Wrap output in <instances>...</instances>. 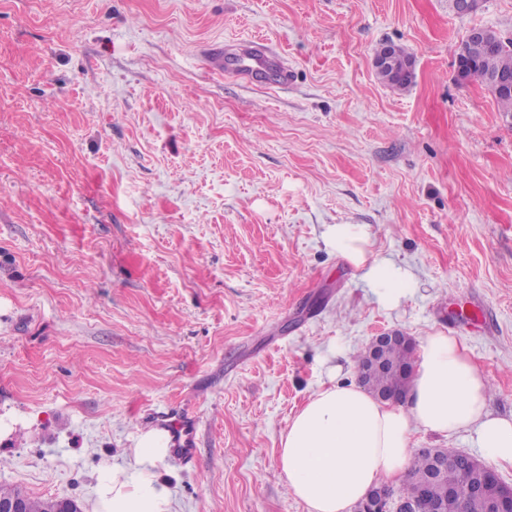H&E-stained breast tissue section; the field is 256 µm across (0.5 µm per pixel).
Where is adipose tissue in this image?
Wrapping results in <instances>:
<instances>
[{
    "label": "adipose tissue",
    "mask_w": 512,
    "mask_h": 512,
    "mask_svg": "<svg viewBox=\"0 0 512 512\" xmlns=\"http://www.w3.org/2000/svg\"><path fill=\"white\" fill-rule=\"evenodd\" d=\"M327 246L361 270L379 303L398 305L407 273L374 254L363 225L331 224ZM489 383L463 340L446 332L422 337L404 400L381 401L360 383L331 376L289 421L280 466L290 492L309 512H349L373 487L405 479L413 431L448 435L474 430L484 458L512 465V417L491 410ZM168 454L164 433H144L125 467L98 473V512H172L171 493L155 467Z\"/></svg>",
    "instance_id": "ef3b65f1"
}]
</instances>
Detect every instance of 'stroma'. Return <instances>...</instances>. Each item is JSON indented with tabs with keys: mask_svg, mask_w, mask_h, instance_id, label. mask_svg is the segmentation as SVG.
<instances>
[{
	"mask_svg": "<svg viewBox=\"0 0 512 512\" xmlns=\"http://www.w3.org/2000/svg\"><path fill=\"white\" fill-rule=\"evenodd\" d=\"M475 26L512 40V0H0V486L93 512L100 468L183 405L173 512H309L281 436L382 331L461 337L512 415V115L456 77ZM252 40L291 84L206 68ZM329 224L410 272L398 307ZM376 74L383 83H386L397 89H404L409 87L415 79L414 71H404L400 64L396 69L392 67L379 69L377 70ZM157 421L168 433L174 457L181 462H189L195 452L196 418L171 409L157 416Z\"/></svg>",
	"mask_w": 512,
	"mask_h": 512,
	"instance_id": "35a3bbf8",
	"label": "stroma"
}]
</instances>
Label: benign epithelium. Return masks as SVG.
<instances>
[{"label": "benign epithelium", "mask_w": 512, "mask_h": 512, "mask_svg": "<svg viewBox=\"0 0 512 512\" xmlns=\"http://www.w3.org/2000/svg\"><path fill=\"white\" fill-rule=\"evenodd\" d=\"M438 464L442 467L454 464L470 472L461 484L448 488V500L463 496L485 498L488 500L487 512H512V484L505 483L492 468L467 454L447 448L440 449ZM368 502V512H445L424 493L415 500H406L394 495L386 485L372 492Z\"/></svg>", "instance_id": "7a95c632"}]
</instances>
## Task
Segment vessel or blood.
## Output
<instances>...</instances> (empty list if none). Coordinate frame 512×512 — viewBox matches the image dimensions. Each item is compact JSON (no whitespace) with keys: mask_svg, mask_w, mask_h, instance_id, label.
Segmentation results:
<instances>
[{"mask_svg":"<svg viewBox=\"0 0 512 512\" xmlns=\"http://www.w3.org/2000/svg\"><path fill=\"white\" fill-rule=\"evenodd\" d=\"M212 67L224 70L237 79L248 83L275 80L285 86L291 80L290 72L282 56L269 47L241 46L236 51H218L209 57ZM169 436L170 448L177 460L189 462L195 452L196 419L188 413L169 410L158 418Z\"/></svg>","mask_w":512,"mask_h":512,"instance_id":"vessel-or-blood-1","label":"vessel or blood"}]
</instances>
